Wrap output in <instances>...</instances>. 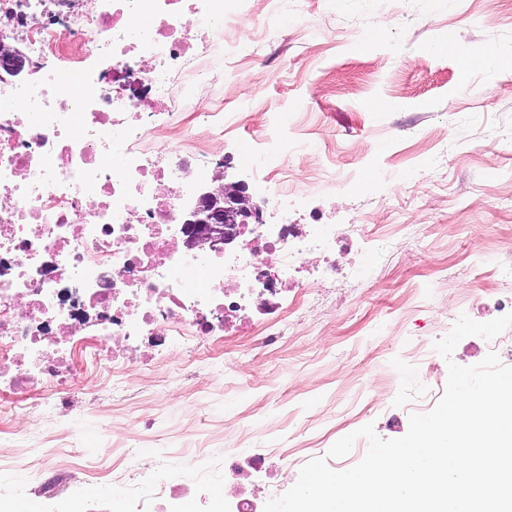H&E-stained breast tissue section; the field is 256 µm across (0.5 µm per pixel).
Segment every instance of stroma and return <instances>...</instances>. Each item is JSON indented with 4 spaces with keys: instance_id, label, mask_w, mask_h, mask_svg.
Listing matches in <instances>:
<instances>
[{
    "instance_id": "stroma-1",
    "label": "stroma",
    "mask_w": 512,
    "mask_h": 512,
    "mask_svg": "<svg viewBox=\"0 0 512 512\" xmlns=\"http://www.w3.org/2000/svg\"><path fill=\"white\" fill-rule=\"evenodd\" d=\"M200 66L215 79L180 101L183 117L224 115V138L191 176L260 168L310 194L343 237L336 261L361 262L355 288L313 301L276 342L247 323L205 337L180 364L146 347L112 388V359L84 366L70 397L43 405L36 386L0 401V496L80 512L107 485L135 477L189 484L183 512H216L210 486L224 460L263 455L242 479L258 505L297 481L304 463L373 424L406 434L409 415L441 398L448 362L496 352L512 366V332L497 346L469 336L444 360L432 346L449 322L497 318L487 302L512 263V0H238ZM383 42L366 43L376 20ZM493 51L490 69L469 54ZM383 102L375 110L373 102ZM293 147L288 165L278 149ZM377 242L360 253L350 221Z\"/></svg>"
}]
</instances>
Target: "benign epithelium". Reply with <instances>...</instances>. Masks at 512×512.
Segmentation results:
<instances>
[{
    "instance_id": "7a95c632",
    "label": "benign epithelium",
    "mask_w": 512,
    "mask_h": 512,
    "mask_svg": "<svg viewBox=\"0 0 512 512\" xmlns=\"http://www.w3.org/2000/svg\"><path fill=\"white\" fill-rule=\"evenodd\" d=\"M29 64L19 47L0 33V73L18 76ZM262 223V211L245 183L218 170L199 182L196 200L183 213L182 243L189 251L220 253L242 239L249 225Z\"/></svg>"
}]
</instances>
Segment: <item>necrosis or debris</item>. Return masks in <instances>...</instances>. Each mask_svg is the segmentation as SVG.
I'll return each mask as SVG.
<instances>
[{
  "label": "necrosis or debris",
  "mask_w": 512,
  "mask_h": 512,
  "mask_svg": "<svg viewBox=\"0 0 512 512\" xmlns=\"http://www.w3.org/2000/svg\"><path fill=\"white\" fill-rule=\"evenodd\" d=\"M2 12L36 71L0 78V382L54 379L50 404L79 369L72 349L94 362L108 346L117 363L142 337L188 347L255 309L281 336L293 283L360 281L359 265L326 263L329 224H259L221 254L180 245L198 142L177 99L203 83L196 60L239 18L224 0H108L93 12L87 0H0ZM181 509L169 486L145 497L127 482L94 512Z\"/></svg>",
  "instance_id": "necrosis-or-debris-1"
}]
</instances>
